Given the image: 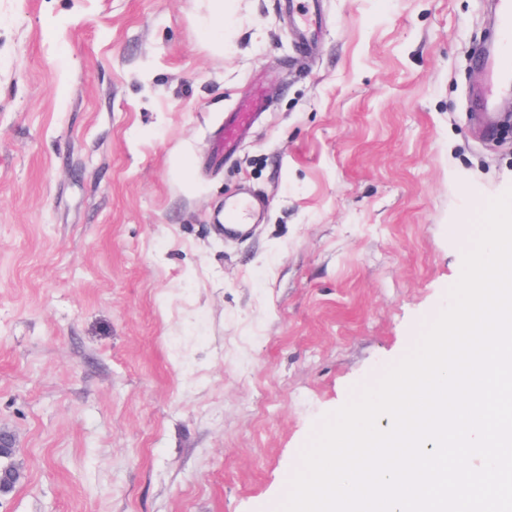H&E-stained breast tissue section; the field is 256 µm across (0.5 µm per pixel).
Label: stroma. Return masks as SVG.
<instances>
[{
	"label": "stroma",
	"instance_id": "35a3bbf8",
	"mask_svg": "<svg viewBox=\"0 0 512 512\" xmlns=\"http://www.w3.org/2000/svg\"><path fill=\"white\" fill-rule=\"evenodd\" d=\"M0 0V512H273L325 417L449 302L512 189L487 0ZM270 106L228 160L253 82ZM248 238L217 225L242 188ZM232 0H211L210 16L203 26V33L208 40L217 44L224 43V6H231ZM311 0H289L288 11L292 14L299 13L301 24L297 27L296 41L300 47L309 48L317 36V17L314 14Z\"/></svg>",
	"mask_w": 512,
	"mask_h": 512
}]
</instances>
